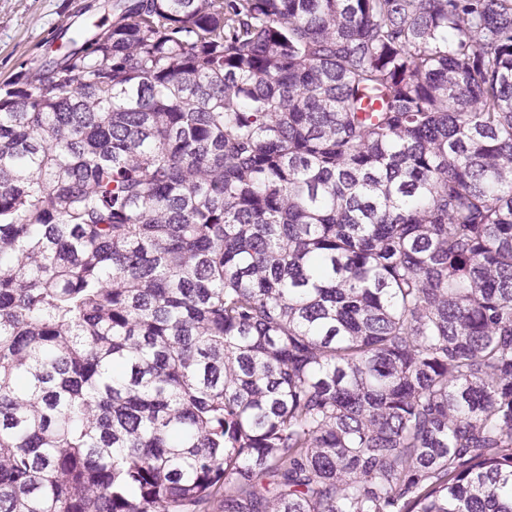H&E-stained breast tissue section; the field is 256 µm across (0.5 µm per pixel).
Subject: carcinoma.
Here are the masks:
<instances>
[{
  "instance_id": "1",
  "label": "carcinoma",
  "mask_w": 512,
  "mask_h": 512,
  "mask_svg": "<svg viewBox=\"0 0 512 512\" xmlns=\"http://www.w3.org/2000/svg\"><path fill=\"white\" fill-rule=\"evenodd\" d=\"M0 86V512H512V0H119Z\"/></svg>"
}]
</instances>
